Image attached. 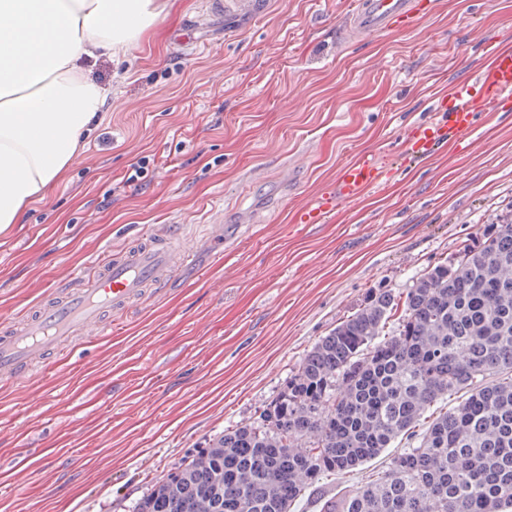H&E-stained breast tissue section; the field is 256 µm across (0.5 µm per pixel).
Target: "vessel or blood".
<instances>
[{"mask_svg":"<svg viewBox=\"0 0 512 512\" xmlns=\"http://www.w3.org/2000/svg\"><path fill=\"white\" fill-rule=\"evenodd\" d=\"M435 9L434 0H358L350 24L357 33L381 35L414 28ZM512 100V46L494 42L475 82L453 83L436 107L447 112V123L411 127L407 148L416 159L432 155L449 133L471 139L474 118L498 111ZM383 166L376 155L360 154L341 165L336 182L297 208L301 224H323L338 200H354L378 185ZM180 226L172 224L126 247L119 256L103 254L90 265L72 271L67 285L50 289L14 320L0 325V379L15 382L32 368L60 363L66 349L92 336L111 335L117 320L135 305L167 294L181 269L192 259L177 246Z\"/></svg>","mask_w":512,"mask_h":512,"instance_id":"1","label":"vessel or blood"}]
</instances>
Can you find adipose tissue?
<instances>
[{"label": "adipose tissue", "mask_w": 512, "mask_h": 512, "mask_svg": "<svg viewBox=\"0 0 512 512\" xmlns=\"http://www.w3.org/2000/svg\"><path fill=\"white\" fill-rule=\"evenodd\" d=\"M168 0H0V226L19 223L82 148L110 91L85 71L139 41Z\"/></svg>", "instance_id": "1"}]
</instances>
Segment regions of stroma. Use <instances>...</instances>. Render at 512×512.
<instances>
[{"instance_id": "stroma-1", "label": "stroma", "mask_w": 512, "mask_h": 512, "mask_svg": "<svg viewBox=\"0 0 512 512\" xmlns=\"http://www.w3.org/2000/svg\"><path fill=\"white\" fill-rule=\"evenodd\" d=\"M356 2L182 0L125 53L90 60L112 88L107 110L66 178L0 229V322L140 233L183 225L196 252L171 294L134 307L117 334L0 390V512H132L224 429L254 421L371 289L405 292L512 218V103L478 117L473 143L424 161L405 152L410 126L441 120L436 97L512 37V0H435L414 29L353 37ZM190 20L196 41L177 46ZM364 152L385 165L378 186L328 223H292ZM143 157L146 178L126 184ZM218 218L240 227L221 260L196 246ZM406 446L295 512H322Z\"/></svg>"}]
</instances>
